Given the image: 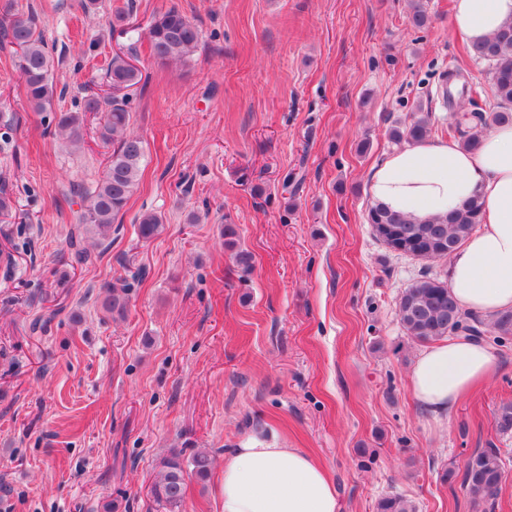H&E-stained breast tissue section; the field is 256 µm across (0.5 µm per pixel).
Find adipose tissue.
I'll use <instances>...</instances> for the list:
<instances>
[{"mask_svg": "<svg viewBox=\"0 0 512 512\" xmlns=\"http://www.w3.org/2000/svg\"><path fill=\"white\" fill-rule=\"evenodd\" d=\"M508 22L512 0H453L451 27L466 42L482 41ZM370 192L382 206L418 220L448 214L479 195L482 226L454 253L448 285L465 309L512 310V125L489 124L474 149L423 142L396 150L372 173ZM494 369L487 345L451 339L418 357L413 395L443 416L489 383ZM221 494L222 512H341L318 459L258 441L225 451Z\"/></svg>", "mask_w": 512, "mask_h": 512, "instance_id": "ef3b65f1", "label": "adipose tissue"}]
</instances>
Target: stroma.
I'll use <instances>...</instances> for the list:
<instances>
[{"mask_svg": "<svg viewBox=\"0 0 512 512\" xmlns=\"http://www.w3.org/2000/svg\"><path fill=\"white\" fill-rule=\"evenodd\" d=\"M0 0V22L35 17L54 58L61 110L104 95L105 61L132 52L130 94L146 143L140 184L112 245H68L81 212L70 186L93 185L106 147L87 114L82 152L63 148L27 105L0 43V512H159L158 460L200 450L215 461L187 481L183 512H221L224 452L268 434L327 467L342 512L402 494L419 512H474L441 478L478 448L499 449L512 512V433L494 413L512 399V337L491 382L437 418L413 397L424 350L396 318L401 291L429 263L389 252L366 222L369 175L396 145L389 130L458 69L483 99L485 67L450 24L452 0ZM176 8L200 42L181 63L149 52L153 18ZM123 26L111 27L116 11ZM293 175L298 186L284 187ZM161 214L139 237L137 217ZM254 255L241 276L225 222ZM12 263H5V255ZM144 271L126 317L100 288ZM79 310L81 323L69 318Z\"/></svg>", "mask_w": 512, "mask_h": 512, "instance_id": "35a3bbf8", "label": "stroma"}]
</instances>
